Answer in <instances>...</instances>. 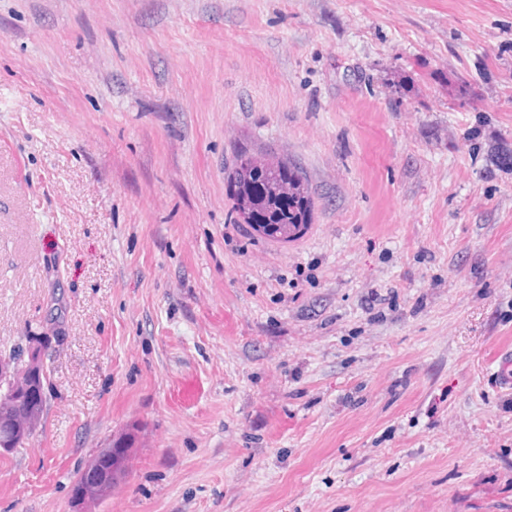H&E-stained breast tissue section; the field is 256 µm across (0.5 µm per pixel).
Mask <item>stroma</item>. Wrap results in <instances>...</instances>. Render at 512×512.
I'll return each instance as SVG.
<instances>
[{"label": "stroma", "instance_id": "35a3bbf8", "mask_svg": "<svg viewBox=\"0 0 512 512\" xmlns=\"http://www.w3.org/2000/svg\"><path fill=\"white\" fill-rule=\"evenodd\" d=\"M313 228L232 221L240 149ZM512 0H0V512H512ZM26 339H28V346L24 350V348H19L17 351L10 352L8 354L9 357H12L13 359L20 360L23 355L26 357L28 353V347L31 344L33 340H40L45 342L46 347V358L49 361L47 363V371L48 374L51 376L52 369L50 365L51 360V352H48L51 348V339L49 336L46 335H40V336H27ZM33 353H31V350H33ZM48 374L45 369V356L38 355V352L36 351V346L33 345V347L30 349L29 352V360L26 362L25 367V375L30 378V380L34 383V385L39 389L40 395L43 398L45 396V387L48 386ZM45 379V384H44ZM10 393L0 392V448H24L41 426L46 410V400L39 399L33 388H28L27 378L18 376L9 385ZM111 463L105 458L100 461V455L98 454L93 459L88 461L79 471V475H83L86 479H93L98 485L99 492L92 499H88L89 501H98L100 500L105 493L112 488V484H114L118 477V470L110 471ZM96 484L90 481H80L77 482L74 487L76 488V493L73 498L85 499L86 497L92 495L96 489ZM80 493L79 496L77 493Z\"/></svg>", "mask_w": 512, "mask_h": 512}]
</instances>
